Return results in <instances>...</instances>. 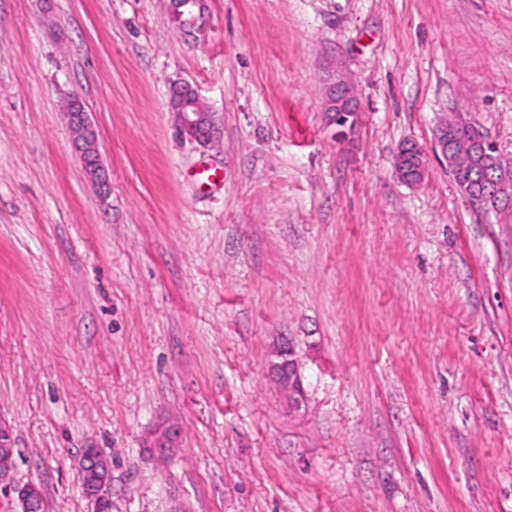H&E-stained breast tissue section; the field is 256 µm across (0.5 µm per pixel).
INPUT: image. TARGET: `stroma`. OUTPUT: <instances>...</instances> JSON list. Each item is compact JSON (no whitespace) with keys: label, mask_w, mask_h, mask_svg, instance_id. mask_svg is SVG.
<instances>
[{"label":"stroma","mask_w":512,"mask_h":512,"mask_svg":"<svg viewBox=\"0 0 512 512\" xmlns=\"http://www.w3.org/2000/svg\"><path fill=\"white\" fill-rule=\"evenodd\" d=\"M203 7L183 30L169 0H0L16 480L95 512L77 461L97 448L112 512H512V215L471 206L432 151L461 112L512 162V0ZM184 82L217 146L179 132ZM407 143L429 152L416 187L394 172ZM164 420L159 463L143 439ZM327 112L332 113V121H348V118L356 111L355 97L350 86L342 80L332 83L328 92ZM70 128L75 147L87 158L95 152L96 132L88 119L83 104L75 98L70 104Z\"/></svg>","instance_id":"1"}]
</instances>
